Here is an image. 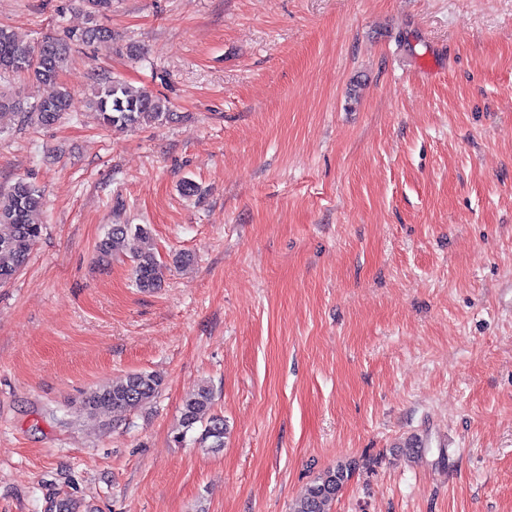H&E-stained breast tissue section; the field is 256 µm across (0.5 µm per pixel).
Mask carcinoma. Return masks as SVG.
I'll return each mask as SVG.
<instances>
[{
	"instance_id": "obj_1",
	"label": "carcinoma",
	"mask_w": 512,
	"mask_h": 512,
	"mask_svg": "<svg viewBox=\"0 0 512 512\" xmlns=\"http://www.w3.org/2000/svg\"><path fill=\"white\" fill-rule=\"evenodd\" d=\"M67 57L68 45L58 38L47 37L32 43L0 27V78L23 76L43 89V95L30 109L24 107L18 93L0 90V116L9 111L28 123L48 126L57 122L69 108L70 93L61 83ZM93 106L102 123L114 129L170 118L162 98L114 80L95 92ZM42 206L41 190L24 179L0 191V286L9 283L21 270L42 237L43 225L34 220ZM118 252H125L132 259L136 286L140 290L154 291L161 287L164 266L155 257L146 226L112 225L98 245L99 260L107 263ZM163 384L164 379L157 372L130 373L88 400L87 413L101 417L115 410L143 407L159 395ZM212 404V390L205 384L187 397L181 408L182 434L176 440H181L183 434L202 421L201 447L215 450L224 447V417L213 414L203 419ZM353 470L352 464L340 463L323 472L295 503L292 512H326V506L341 492Z\"/></svg>"
}]
</instances>
